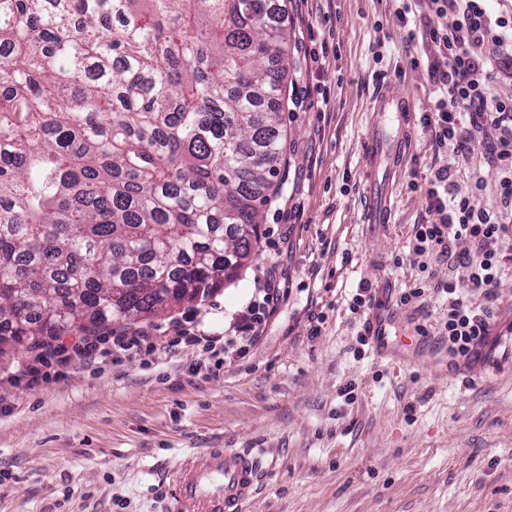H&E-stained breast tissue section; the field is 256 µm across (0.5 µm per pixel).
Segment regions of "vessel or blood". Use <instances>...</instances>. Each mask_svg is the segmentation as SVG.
<instances>
[{"mask_svg":"<svg viewBox=\"0 0 512 512\" xmlns=\"http://www.w3.org/2000/svg\"><path fill=\"white\" fill-rule=\"evenodd\" d=\"M261 465V452L252 448L184 454L171 473L175 512H242Z\"/></svg>","mask_w":512,"mask_h":512,"instance_id":"obj_1","label":"vessel or blood"}]
</instances>
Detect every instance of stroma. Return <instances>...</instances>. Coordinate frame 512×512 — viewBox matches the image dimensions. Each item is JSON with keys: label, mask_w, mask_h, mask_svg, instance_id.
Listing matches in <instances>:
<instances>
[{"label": "stroma", "mask_w": 512, "mask_h": 512, "mask_svg": "<svg viewBox=\"0 0 512 512\" xmlns=\"http://www.w3.org/2000/svg\"><path fill=\"white\" fill-rule=\"evenodd\" d=\"M293 83L283 109V189L263 209L259 252L197 303L95 333L145 331L151 353L59 365L28 384L35 350L0 356V512H174L169 471L184 452L259 448L266 468L243 512H512V349L453 363L437 346L441 310L396 308L386 355L353 353L358 284L398 296L417 273L408 252L433 171L468 178L487 150L434 152L419 118L438 99L428 48L405 20L438 25L430 0H285ZM408 103L385 133L404 134L392 181L366 178L376 98ZM392 185L387 223L364 209ZM351 262H344V255ZM270 275V305L246 351L225 339ZM191 321L211 347L174 345ZM426 323L428 338L399 335ZM356 399L347 402L346 386Z\"/></svg>", "instance_id": "obj_1"}]
</instances>
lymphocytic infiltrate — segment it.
Instances as JSON below:
<instances>
[{"label": "lymphocytic infiltrate", "instance_id": "f902f5d3", "mask_svg": "<svg viewBox=\"0 0 512 512\" xmlns=\"http://www.w3.org/2000/svg\"><path fill=\"white\" fill-rule=\"evenodd\" d=\"M431 10L440 26L408 32L410 40L433 47L426 70L440 92L435 110L422 113L420 122L437 151L466 152L475 135H484L485 160L497 177L490 185L476 175L462 182L450 169L434 171L426 191V209L434 218L415 225L408 242L423 277L420 286L401 292L399 302L421 298L424 285L433 284V265H447V282L435 284L448 302L440 342L452 361H468L501 336L498 288L512 272V255L500 247L512 238V97L488 95L497 78L492 57L511 43L512 12L491 16L486 0H431ZM476 294L484 299L482 307L472 302ZM275 298L271 285L259 286L238 338L226 340L225 349L251 342Z\"/></svg>", "mask_w": 512, "mask_h": 512}]
</instances>
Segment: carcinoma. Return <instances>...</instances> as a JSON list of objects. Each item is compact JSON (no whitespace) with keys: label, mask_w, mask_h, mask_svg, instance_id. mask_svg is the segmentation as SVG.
<instances>
[{"label":"carcinoma","mask_w":512,"mask_h":512,"mask_svg":"<svg viewBox=\"0 0 512 512\" xmlns=\"http://www.w3.org/2000/svg\"><path fill=\"white\" fill-rule=\"evenodd\" d=\"M287 40L276 0H0V336L206 298L256 254Z\"/></svg>","instance_id":"1"}]
</instances>
